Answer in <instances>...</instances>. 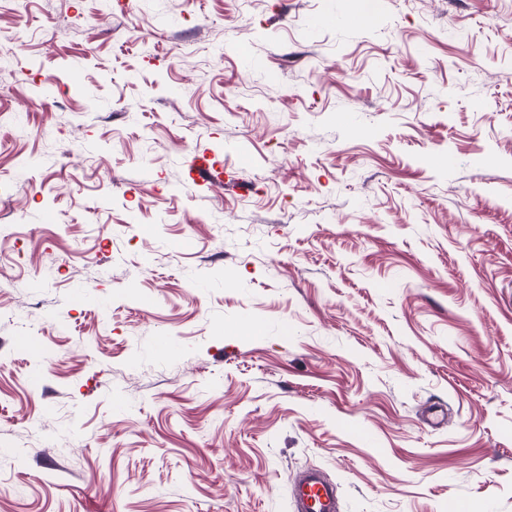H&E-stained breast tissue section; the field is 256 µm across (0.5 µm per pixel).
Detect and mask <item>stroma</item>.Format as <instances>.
<instances>
[{"mask_svg":"<svg viewBox=\"0 0 512 512\" xmlns=\"http://www.w3.org/2000/svg\"><path fill=\"white\" fill-rule=\"evenodd\" d=\"M368 2L0 0V512H512V0ZM295 512H337L336 485L316 469H308L292 479Z\"/></svg>","mask_w":512,"mask_h":512,"instance_id":"35a3bbf8","label":"stroma"}]
</instances>
